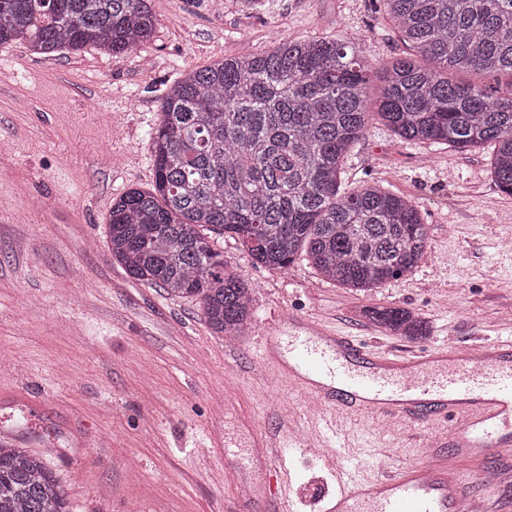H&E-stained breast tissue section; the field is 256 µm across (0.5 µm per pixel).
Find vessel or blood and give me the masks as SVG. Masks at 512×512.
Instances as JSON below:
<instances>
[{
    "label": "vessel or blood",
    "mask_w": 512,
    "mask_h": 512,
    "mask_svg": "<svg viewBox=\"0 0 512 512\" xmlns=\"http://www.w3.org/2000/svg\"><path fill=\"white\" fill-rule=\"evenodd\" d=\"M259 344L265 365L316 398L306 427L337 451L336 490L323 498L322 512H493L456 461L483 462L512 447V340L372 351L297 315L269 323ZM351 414L423 428L444 418L448 428L428 438L426 469L407 464L393 471L371 449L346 454L342 418ZM253 445L269 466L306 453L294 425L281 441L258 436Z\"/></svg>",
    "instance_id": "1"
}]
</instances>
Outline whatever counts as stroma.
<instances>
[{
  "instance_id": "1",
  "label": "stroma",
  "mask_w": 512,
  "mask_h": 512,
  "mask_svg": "<svg viewBox=\"0 0 512 512\" xmlns=\"http://www.w3.org/2000/svg\"><path fill=\"white\" fill-rule=\"evenodd\" d=\"M156 11L154 41L122 58L0 46V428L42 455L73 512H227L239 482L276 484L255 459L228 456L224 440L277 435L283 404L313 410L312 397L259 358L263 324L282 313L399 352L415 342L374 326L362 308L421 313L430 343L512 337L503 316L512 196L492 177L490 150L408 142L377 120L349 151L343 186L417 204L429 246L413 274L368 295L321 280L305 260L285 271L253 264L214 235L255 290L250 332L230 352L198 300L130 277L107 247L108 212L128 189L150 187L148 133L179 72L285 38L356 35L377 94L382 63L406 51L377 0H267L251 13L232 0H157ZM356 426L361 446L380 449L390 467L427 465V448L402 426ZM290 477L295 512H319L333 489L321 456L295 463Z\"/></svg>"
}]
</instances>
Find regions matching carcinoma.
Wrapping results in <instances>:
<instances>
[{
	"mask_svg": "<svg viewBox=\"0 0 512 512\" xmlns=\"http://www.w3.org/2000/svg\"><path fill=\"white\" fill-rule=\"evenodd\" d=\"M410 50L370 69L348 49L359 38L285 39L185 70L161 101L150 135L154 184L112 201L107 245L135 280L198 298L219 336H244L254 289L227 270L204 231L230 233L252 261L280 270L300 256L317 274L370 292L419 265L429 235L411 200L378 187L341 189L346 153L372 118L409 141L461 150L493 147L492 167L512 195V0H380ZM155 0H0V45L38 54L87 47L121 58L153 38ZM506 74L487 86L450 77ZM378 327L417 340L425 320L368 307ZM0 512H71L43 458L0 446Z\"/></svg>",
	"mask_w": 512,
	"mask_h": 512,
	"instance_id": "1",
	"label": "carcinoma"
}]
</instances>
